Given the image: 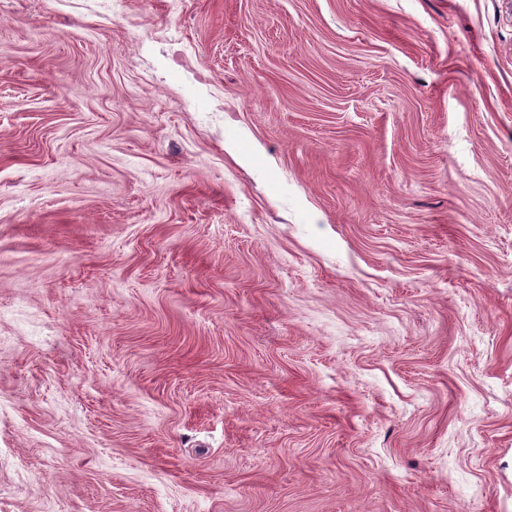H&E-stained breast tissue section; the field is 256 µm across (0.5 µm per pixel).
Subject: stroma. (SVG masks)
<instances>
[{
	"mask_svg": "<svg viewBox=\"0 0 512 512\" xmlns=\"http://www.w3.org/2000/svg\"><path fill=\"white\" fill-rule=\"evenodd\" d=\"M0 512H512V0H0Z\"/></svg>",
	"mask_w": 512,
	"mask_h": 512,
	"instance_id": "35a3bbf8",
	"label": "stroma"
}]
</instances>
